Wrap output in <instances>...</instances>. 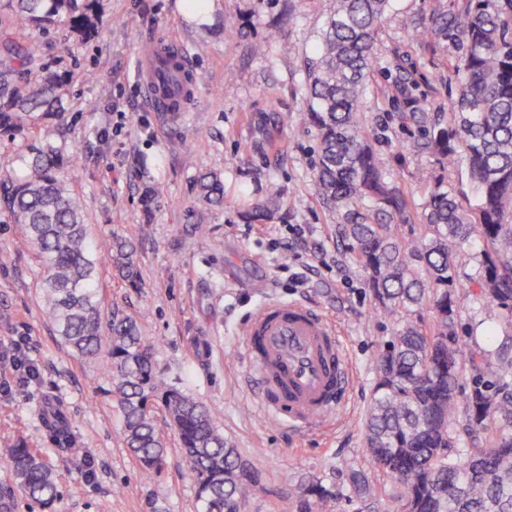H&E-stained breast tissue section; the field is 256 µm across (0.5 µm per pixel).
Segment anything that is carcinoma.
Listing matches in <instances>:
<instances>
[{
    "label": "carcinoma",
    "instance_id": "1",
    "mask_svg": "<svg viewBox=\"0 0 512 512\" xmlns=\"http://www.w3.org/2000/svg\"><path fill=\"white\" fill-rule=\"evenodd\" d=\"M99 0H7L0 19V136L29 141L25 174L0 176V215L20 226L24 244L41 265L42 309L56 334L80 358L104 356L126 447L142 474L158 476L164 446L155 413L176 431L194 476L203 512H240L257 490L261 471L241 468L211 411L166 375L131 316L107 309L101 271L115 269L140 281L132 242L109 233L89 240L81 198L60 172L55 125L62 119L60 76L39 86L23 81L42 58L33 28L59 21L83 38L108 23ZM390 0H334L313 56L306 58L305 123L318 139L315 185L336 210L343 236L366 275L375 310L397 318L391 338L375 355L376 381L365 421L366 447L382 473L399 486L403 512H512V358H492L460 343L464 309L457 255L473 238L483 244L475 283L491 312L512 313V0H466L457 11H435L423 35L462 45L448 62L457 93L448 121L427 122L421 146L448 166L464 164L477 193L465 208L450 182L436 179L407 191L387 171L373 146L363 99L375 61V35ZM206 201H224V183L200 179ZM282 190L269 184L266 201L249 212L265 221ZM410 217L418 233L405 240L401 225L374 222L360 211ZM469 392L460 397L463 384ZM451 457L446 449L460 443ZM6 465L12 481L42 509L59 490L40 454L13 439ZM354 496L376 499L368 480L352 476ZM307 495L317 512H332L333 493L315 484Z\"/></svg>",
    "mask_w": 512,
    "mask_h": 512
}]
</instances>
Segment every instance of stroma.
Wrapping results in <instances>:
<instances>
[{
	"instance_id": "35a3bbf8",
	"label": "stroma",
	"mask_w": 512,
	"mask_h": 512,
	"mask_svg": "<svg viewBox=\"0 0 512 512\" xmlns=\"http://www.w3.org/2000/svg\"><path fill=\"white\" fill-rule=\"evenodd\" d=\"M463 2L393 0L376 34L365 113L374 146L400 185L414 190L441 177L456 184L469 208L476 196L464 169L440 166L422 151L419 125L409 117L447 115L456 93L448 62L461 54L457 41L434 45L411 32L433 10ZM179 5L99 0L111 23L91 38L78 39L61 24L39 34L49 72L66 78L56 139L79 159L69 180L84 200L89 233L113 232L137 249V286L102 271L106 303L136 321L169 378L218 415L225 439L261 470V484L241 512H299L315 482L335 493L333 512H401L396 485L364 444L375 352L396 321L376 314L336 212L316 192L317 141L300 119L307 107L303 58L331 0H216L211 26L188 20ZM162 35L182 46L196 81L194 99L174 124L161 120L139 82V49ZM256 43L264 44L263 54L253 53ZM402 82L412 85L413 103L392 99ZM105 84L111 93L104 97ZM186 127L197 132L189 147L181 140ZM207 173L224 182L221 205L199 198L197 181ZM272 182L283 192L280 207L266 222H248V204L264 200ZM200 224L207 234L197 233ZM294 224L305 229L302 240H294ZM19 238L17 225L0 223V341L23 339L42 385L0 396V461L19 435L38 449L58 480L53 512H202L178 437L161 413L164 470L154 480L142 476L123 442L110 378L100 359L75 356L45 319L40 270ZM301 268L307 278L298 285L290 274ZM271 297L321 309L344 342L353 381L320 433L269 419L248 382L245 324ZM51 406L66 413L82 458L63 453L46 428ZM353 469L375 484L376 500L352 497Z\"/></svg>"
}]
</instances>
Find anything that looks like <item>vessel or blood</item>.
<instances>
[{
  "mask_svg": "<svg viewBox=\"0 0 512 512\" xmlns=\"http://www.w3.org/2000/svg\"><path fill=\"white\" fill-rule=\"evenodd\" d=\"M171 54L184 51L168 39L150 42L139 54L141 85L162 113L182 112L195 91L187 70L164 66ZM244 336L249 379L265 413L303 431L321 428L351 382L335 326L308 305L271 298L250 315Z\"/></svg>",
  "mask_w": 512,
  "mask_h": 512,
  "instance_id": "1",
  "label": "vessel or blood"
}]
</instances>
